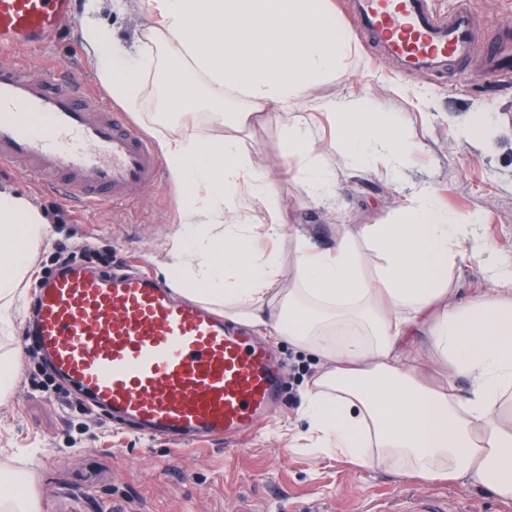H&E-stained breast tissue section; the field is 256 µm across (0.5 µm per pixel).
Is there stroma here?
I'll return each mask as SVG.
<instances>
[{"instance_id": "35a3bbf8", "label": "stroma", "mask_w": 512, "mask_h": 512, "mask_svg": "<svg viewBox=\"0 0 512 512\" xmlns=\"http://www.w3.org/2000/svg\"><path fill=\"white\" fill-rule=\"evenodd\" d=\"M86 5L76 0L66 33L32 59L31 67L64 63L97 90L94 61L79 31ZM97 17L105 32L128 46L148 23L143 8L119 12L110 0H103ZM354 48L370 67L338 72L313 87L310 100L321 105L371 99L379 111L399 117L415 151L396 185L384 176V162L363 174L335 162L337 195L329 208L312 200L299 164L284 157L288 114L266 109L261 121L236 135L243 152L269 173L289 225L306 229L326 247L337 225L380 223L427 185L456 218L481 214V232L494 252L512 259V83L488 89L470 74L438 79L400 72L372 58L362 43ZM158 89L157 74L147 75L140 99L127 112L130 121L168 135L186 128L204 139L224 133L208 112H157ZM487 111L493 114L489 135L462 137L470 117ZM0 185L38 208L49 231L20 285L25 302L17 307L14 328L0 335V358L15 373L11 389L0 393V470L27 474L41 512H239L246 501L259 512H376L402 495L437 492L466 502L470 512H512V501L464 480L406 478L312 447L299 409L318 362L263 327L258 335L272 341L284 363L283 399L268 422L241 440L173 445L91 410L73 387L55 378L27 334L39 283L64 258L94 270L128 265L163 277L187 189L167 175L126 207L77 212L17 173L0 170Z\"/></svg>"}]
</instances>
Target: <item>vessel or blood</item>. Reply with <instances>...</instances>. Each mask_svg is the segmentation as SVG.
Here are the masks:
<instances>
[{
	"label": "vessel or blood",
	"instance_id": "obj_1",
	"mask_svg": "<svg viewBox=\"0 0 512 512\" xmlns=\"http://www.w3.org/2000/svg\"><path fill=\"white\" fill-rule=\"evenodd\" d=\"M72 8L73 0H0V164L84 209L123 205L160 178L151 140L67 66L34 77L22 60L61 34ZM349 12L363 41L402 70L512 71V35L476 51L467 7L444 14L431 0H350ZM33 332L90 409L155 437L232 440L281 398L283 370L267 346L142 271H57L38 290ZM391 512L468 509L430 494L403 496Z\"/></svg>",
	"mask_w": 512,
	"mask_h": 512
}]
</instances>
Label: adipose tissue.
<instances>
[{"label":"adipose tissue","mask_w":512,"mask_h":512,"mask_svg":"<svg viewBox=\"0 0 512 512\" xmlns=\"http://www.w3.org/2000/svg\"><path fill=\"white\" fill-rule=\"evenodd\" d=\"M151 23L138 52L93 17L82 31L99 81L134 106L145 74L162 70L160 107L203 105L239 123L271 107L290 112L286 155L301 163L312 197L332 204L328 159L319 153L305 98L336 70L358 64L353 38L330 0H142ZM338 152L361 171L386 159L392 177L414 147L369 99L326 104ZM171 177L188 184L182 232L166 266L184 295L221 305L231 320L267 326L321 363L303 397L307 434L361 466L393 464L409 477L466 479L512 499V261L493 257L481 221H461L423 186L396 217L340 227L321 248L302 231L291 244L294 286L278 290L277 247L285 209L231 135L186 131L157 137ZM265 209L262 229L248 204ZM47 234L43 214L0 187V332L32 253ZM472 254L494 286L482 300L450 304L448 270ZM426 331L446 368L426 372L407 351ZM466 377L460 391L456 377Z\"/></svg>","instance_id":"obj_1"}]
</instances>
